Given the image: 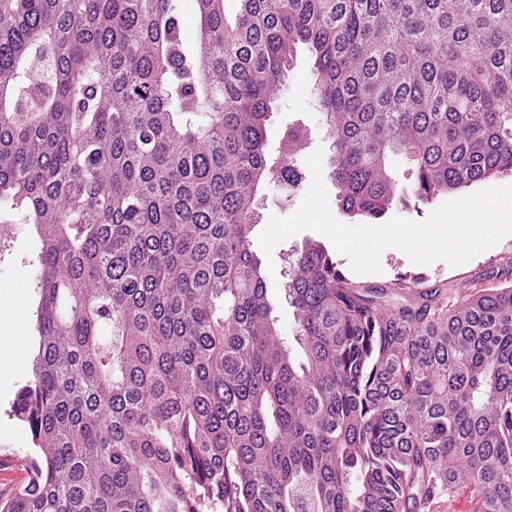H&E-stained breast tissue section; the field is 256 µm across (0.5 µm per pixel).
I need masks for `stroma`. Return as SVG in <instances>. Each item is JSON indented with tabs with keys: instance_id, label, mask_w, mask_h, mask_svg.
Instances as JSON below:
<instances>
[{
	"instance_id": "35a3bbf8",
	"label": "stroma",
	"mask_w": 512,
	"mask_h": 512,
	"mask_svg": "<svg viewBox=\"0 0 512 512\" xmlns=\"http://www.w3.org/2000/svg\"><path fill=\"white\" fill-rule=\"evenodd\" d=\"M299 125L307 131L304 148L295 157L298 166H305L307 158L316 150H330L331 141L324 125V117L316 90V77L306 52H299L285 77V87L273 103L268 131V151L272 157L284 150L286 128ZM8 248L0 253V457L18 460V467H0V493L9 494L23 479V464L40 461L28 427L16 414L21 389L32 379L33 360L38 351L34 331L38 301L33 286L38 264L39 240L32 225L17 224ZM320 233L301 232L280 243L273 251L272 264L262 265L274 299L273 315L285 338L295 334L293 310L281 287L286 280L288 256L302 248L309 240H320ZM512 260V235L503 238L494 247L480 253L466 263L453 266L444 260L429 265H418L402 251L386 249L380 259L377 274L355 275V282L380 285L401 276L423 277L428 284L447 286L449 291H463L477 287L488 273L501 269Z\"/></svg>"
}]
</instances>
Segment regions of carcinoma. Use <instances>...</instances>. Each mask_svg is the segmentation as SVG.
Wrapping results in <instances>:
<instances>
[{"instance_id":"obj_1","label":"carcinoma","mask_w":512,"mask_h":512,"mask_svg":"<svg viewBox=\"0 0 512 512\" xmlns=\"http://www.w3.org/2000/svg\"><path fill=\"white\" fill-rule=\"evenodd\" d=\"M0 0V211L39 242L43 460L0 512H512V284L361 286L251 250L281 80L313 61L340 211L512 172V0ZM395 155L410 163L399 177ZM433 503L444 505V507L434 511L426 508L415 512H474L472 495L470 489L465 485L458 487L453 496L448 498V495H443L435 499Z\"/></svg>"}]
</instances>
